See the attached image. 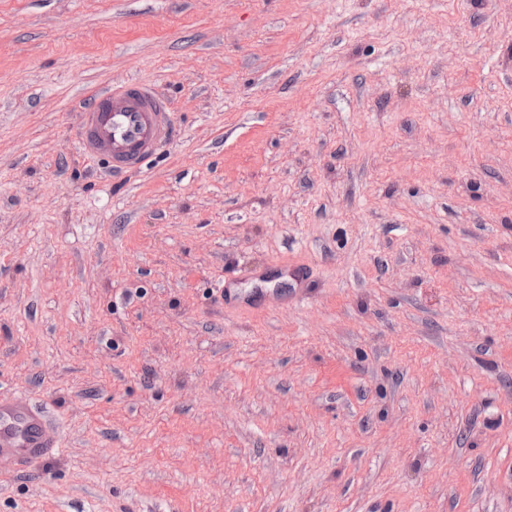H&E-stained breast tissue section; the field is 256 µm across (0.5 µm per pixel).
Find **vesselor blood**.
<instances>
[{"mask_svg": "<svg viewBox=\"0 0 512 512\" xmlns=\"http://www.w3.org/2000/svg\"><path fill=\"white\" fill-rule=\"evenodd\" d=\"M170 110L168 99L135 79L97 91L80 112L82 151L115 174L142 168L177 135ZM59 442L57 430L28 401L0 399V455L25 466L51 453Z\"/></svg>", "mask_w": 512, "mask_h": 512, "instance_id": "1", "label": "vessel or blood"}]
</instances>
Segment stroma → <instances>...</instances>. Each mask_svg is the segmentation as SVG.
<instances>
[{"mask_svg": "<svg viewBox=\"0 0 512 512\" xmlns=\"http://www.w3.org/2000/svg\"><path fill=\"white\" fill-rule=\"evenodd\" d=\"M8 396L0 512H512V0H0ZM170 110L168 99L135 79L97 91L81 108L82 151L112 174L141 169L177 135ZM59 442L57 430L27 400L0 399V455L27 466L58 448Z\"/></svg>", "mask_w": 512, "mask_h": 512, "instance_id": "stroma-1", "label": "stroma"}]
</instances>
